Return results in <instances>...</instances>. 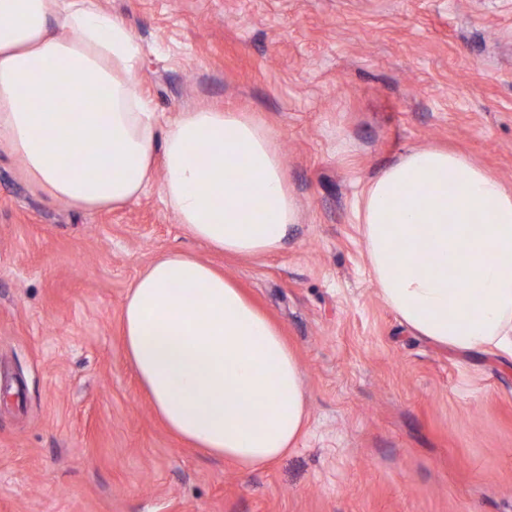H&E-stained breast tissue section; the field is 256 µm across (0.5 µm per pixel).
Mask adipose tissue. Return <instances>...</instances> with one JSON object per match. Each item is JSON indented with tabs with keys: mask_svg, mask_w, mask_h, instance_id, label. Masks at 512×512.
I'll list each match as a JSON object with an SVG mask.
<instances>
[{
	"mask_svg": "<svg viewBox=\"0 0 512 512\" xmlns=\"http://www.w3.org/2000/svg\"><path fill=\"white\" fill-rule=\"evenodd\" d=\"M141 63L123 19L95 0H0V150L78 210L132 204L162 170L164 203L193 239L233 257L282 249L299 212L270 133L215 108L160 127ZM356 216L402 323L512 357V190L463 154L415 148L367 184ZM431 253L453 262L422 271ZM122 341L153 410L192 447L250 469L287 453L305 425L303 374L281 329L199 259L171 252L148 266L124 302Z\"/></svg>",
	"mask_w": 512,
	"mask_h": 512,
	"instance_id": "obj_1",
	"label": "adipose tissue"
}]
</instances>
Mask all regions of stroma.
Wrapping results in <instances>:
<instances>
[{"label":"stroma","mask_w":512,"mask_h":512,"mask_svg":"<svg viewBox=\"0 0 512 512\" xmlns=\"http://www.w3.org/2000/svg\"><path fill=\"white\" fill-rule=\"evenodd\" d=\"M143 49L161 120L240 112L272 131L299 208L283 249L187 235L160 180L76 211L0 151V512H512V359L403 325L373 282L356 202L413 148L512 188V0H97ZM222 269L282 328L308 421L244 471L174 438L126 358L122 307L154 259Z\"/></svg>","instance_id":"obj_1"}]
</instances>
